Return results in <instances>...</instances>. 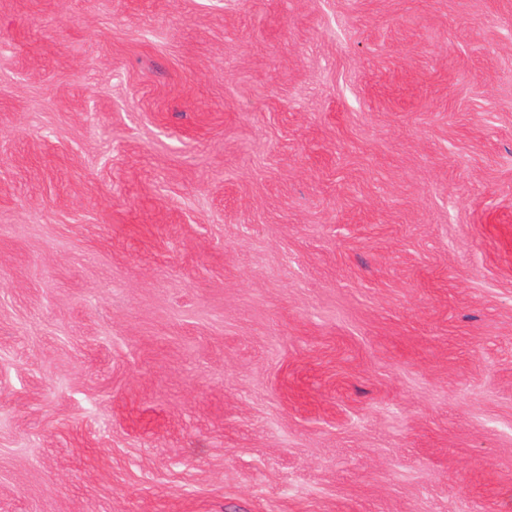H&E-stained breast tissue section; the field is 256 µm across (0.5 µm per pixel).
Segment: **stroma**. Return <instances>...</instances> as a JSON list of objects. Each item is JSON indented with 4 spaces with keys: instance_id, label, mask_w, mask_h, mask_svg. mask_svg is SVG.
<instances>
[{
    "instance_id": "obj_1",
    "label": "stroma",
    "mask_w": 512,
    "mask_h": 512,
    "mask_svg": "<svg viewBox=\"0 0 512 512\" xmlns=\"http://www.w3.org/2000/svg\"><path fill=\"white\" fill-rule=\"evenodd\" d=\"M0 512H512V0H0Z\"/></svg>"
}]
</instances>
